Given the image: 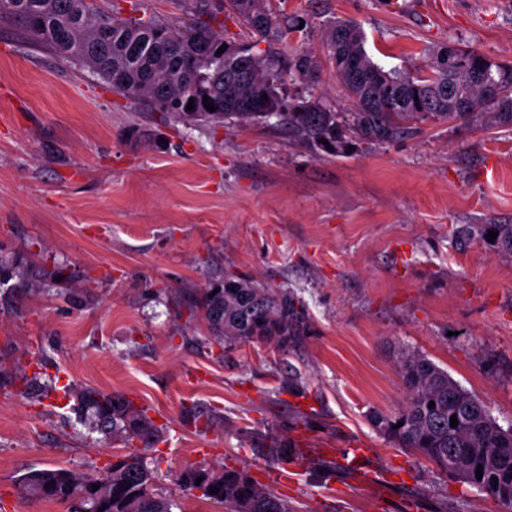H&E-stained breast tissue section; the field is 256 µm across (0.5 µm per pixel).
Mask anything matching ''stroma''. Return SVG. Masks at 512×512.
<instances>
[{
  "mask_svg": "<svg viewBox=\"0 0 512 512\" xmlns=\"http://www.w3.org/2000/svg\"><path fill=\"white\" fill-rule=\"evenodd\" d=\"M266 7L304 27L258 52L284 63L308 49L321 65L279 80L288 103L352 111L323 47L338 18L388 67L425 72L451 41L512 66V0ZM486 224H512V127L427 120L332 152L284 124L182 122L1 19L0 512H66L21 494L28 471L91 474L143 450L102 441L45 395L50 381L156 419L146 453L173 512H225L180 487L197 465L247 472L289 512H493L368 419L404 404L398 365L417 352L512 423V254ZM227 275L293 296L304 319L287 346H230L191 315ZM274 436L287 462L272 460ZM350 448L369 449L379 484L340 469Z\"/></svg>",
  "mask_w": 512,
  "mask_h": 512,
  "instance_id": "35a3bbf8",
  "label": "stroma"
}]
</instances>
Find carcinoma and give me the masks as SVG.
<instances>
[{
  "instance_id": "obj_1",
  "label": "carcinoma",
  "mask_w": 512,
  "mask_h": 512,
  "mask_svg": "<svg viewBox=\"0 0 512 512\" xmlns=\"http://www.w3.org/2000/svg\"><path fill=\"white\" fill-rule=\"evenodd\" d=\"M94 0H0V17L18 18L63 60L89 64L112 86L133 101H145L188 122L221 123L264 118L253 106L272 105L278 120L305 142L340 148L352 133L369 143L401 138L410 125L429 119L463 121L491 128L512 126V82L481 52L454 42L441 46L430 64L431 73L415 75L385 69L368 54L366 36L351 20H336L327 29L325 44L340 83L355 110L341 116L320 102L305 112L286 104L277 92L279 74L272 59L240 45L236 53L218 57L227 43L213 27L216 13L209 0H195L196 19L184 25L150 18L122 19L98 12ZM225 7L257 39L272 44L288 38L298 23L288 24L265 11L263 0H225ZM454 53L462 65L452 70L438 58ZM353 58L359 71L345 60ZM319 65L308 52L293 55L289 75L296 81L315 77ZM122 80L114 81V73ZM466 85L471 101L448 109V84ZM215 107L211 112L203 97ZM193 110H187L189 100ZM497 233V242L512 252V224H488L484 233ZM210 328L232 345L260 342L282 346L297 335L302 314L288 293L239 277L224 279V287L207 288L195 304ZM408 395L406 406L392 415L374 413V427L408 448L448 469V449L460 453L465 482L480 489L512 512V438L503 434L488 406L463 389L448 372L424 355H411L400 365ZM81 414L91 416L93 429L106 438L139 440L151 447L160 438L146 411L120 394L92 387L71 391ZM434 407H429V403ZM458 425L450 427V417ZM482 477H476L477 470ZM155 475L139 453L123 456L108 469L85 475L68 469L31 470L19 480L22 494L36 500L68 505L69 512H172L173 503L153 492ZM99 485L93 489L92 485ZM216 494H204L230 512H288L283 500L262 489L247 474L224 471Z\"/></svg>"
}]
</instances>
